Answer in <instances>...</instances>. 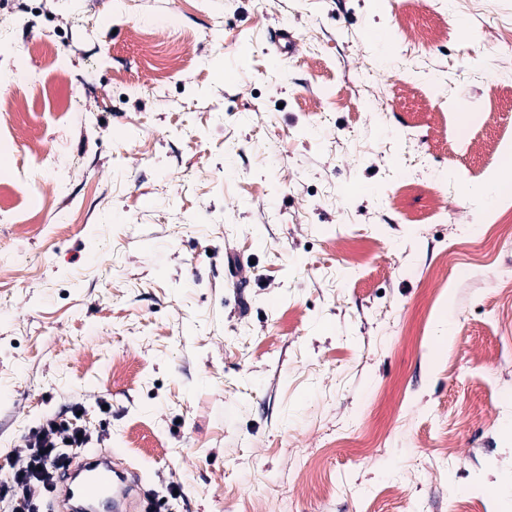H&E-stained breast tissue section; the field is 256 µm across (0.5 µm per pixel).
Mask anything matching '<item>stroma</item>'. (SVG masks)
<instances>
[{
  "label": "stroma",
  "instance_id": "obj_1",
  "mask_svg": "<svg viewBox=\"0 0 512 512\" xmlns=\"http://www.w3.org/2000/svg\"><path fill=\"white\" fill-rule=\"evenodd\" d=\"M403 4L0 0V464L78 411L168 512H512V0ZM512 196V161L491 177L490 182L484 187L486 205H492L501 197Z\"/></svg>",
  "mask_w": 512,
  "mask_h": 512
}]
</instances>
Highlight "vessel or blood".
Returning <instances> with one entry per match:
<instances>
[{
  "label": "vessel or blood",
  "instance_id": "vessel-or-blood-1",
  "mask_svg": "<svg viewBox=\"0 0 512 512\" xmlns=\"http://www.w3.org/2000/svg\"><path fill=\"white\" fill-rule=\"evenodd\" d=\"M54 486L66 512H147L146 496L137 493L138 477L120 469L108 453L83 452L76 466L57 474Z\"/></svg>",
  "mask_w": 512,
  "mask_h": 512
}]
</instances>
